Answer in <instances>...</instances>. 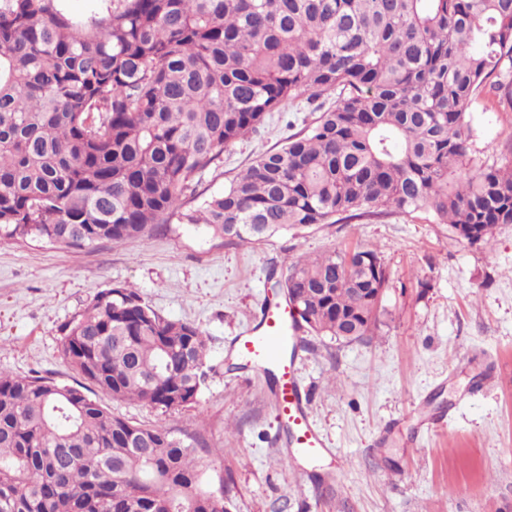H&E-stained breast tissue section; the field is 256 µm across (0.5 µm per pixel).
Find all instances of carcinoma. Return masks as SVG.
I'll return each instance as SVG.
<instances>
[{
    "mask_svg": "<svg viewBox=\"0 0 512 512\" xmlns=\"http://www.w3.org/2000/svg\"><path fill=\"white\" fill-rule=\"evenodd\" d=\"M0 0V229L79 250L176 214L229 244L430 214L472 244L512 224V165L477 156L469 106L512 112V0ZM336 106L195 201L224 149L273 112ZM300 322L364 338L389 274L373 250L298 257ZM78 377L0 372V512H214L196 432L143 425L196 402L207 344L139 291L97 293L61 329Z\"/></svg>",
    "mask_w": 512,
    "mask_h": 512,
    "instance_id": "cac0c4a2",
    "label": "carcinoma"
}]
</instances>
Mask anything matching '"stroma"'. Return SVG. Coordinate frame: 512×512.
Returning a JSON list of instances; mask_svg holds the SVG:
<instances>
[{
  "instance_id": "35a3bbf8",
  "label": "stroma",
  "mask_w": 512,
  "mask_h": 512,
  "mask_svg": "<svg viewBox=\"0 0 512 512\" xmlns=\"http://www.w3.org/2000/svg\"><path fill=\"white\" fill-rule=\"evenodd\" d=\"M314 106L270 114L225 150L197 188L222 193L234 175L314 121ZM481 158L512 146V112L474 101ZM374 249L389 274L363 340L303 332L298 373L328 447L294 455L267 377L239 368L237 340L255 325L298 255ZM128 284L163 316L205 335L210 371L195 403L164 414L112 402L117 415L203 436L208 488L230 512H512V224L472 244L426 213L324 224L227 245L170 218L122 244L71 252L0 235V371L73 383L61 328L93 296Z\"/></svg>"
}]
</instances>
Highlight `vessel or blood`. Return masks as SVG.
<instances>
[{"label": "vessel or blood", "instance_id": "obj_1", "mask_svg": "<svg viewBox=\"0 0 512 512\" xmlns=\"http://www.w3.org/2000/svg\"><path fill=\"white\" fill-rule=\"evenodd\" d=\"M301 328L288 303L266 304L257 324L238 340L239 350L262 372L272 373V401L288 429L289 446L306 457L324 453L326 443L310 413L307 394L296 369Z\"/></svg>", "mask_w": 512, "mask_h": 512}]
</instances>
